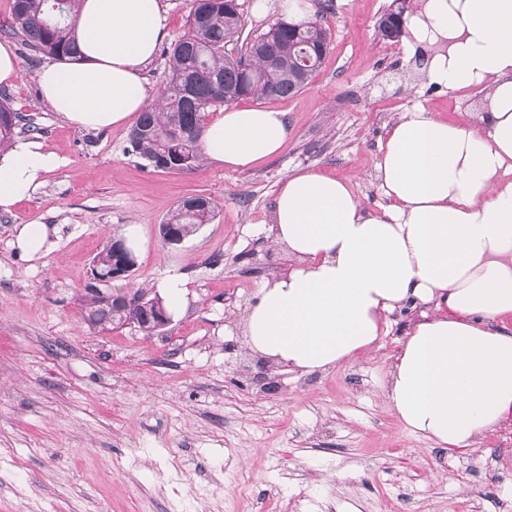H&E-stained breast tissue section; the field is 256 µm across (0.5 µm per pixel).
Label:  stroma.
I'll return each instance as SVG.
<instances>
[{
    "mask_svg": "<svg viewBox=\"0 0 512 512\" xmlns=\"http://www.w3.org/2000/svg\"><path fill=\"white\" fill-rule=\"evenodd\" d=\"M392 0H329L331 45L310 82L287 98L282 151L242 171L201 161L176 173L130 150V126L76 127L42 97L34 57L9 42L17 78L0 84L66 160L11 211H0V512H512V413L477 449L412 435L382 384L411 312L392 316L379 347L308 376L267 367L240 320L258 285L291 262L270 230L284 179L302 168L350 181L376 209L375 161L389 125L421 102L470 126L485 94L424 84L403 42L380 39ZM168 38L146 67L160 91L168 51L189 30L192 0H162ZM215 204L182 243L159 226L186 197ZM46 224L51 248L16 244ZM133 233L136 265L117 288L157 295L183 275L185 309L163 329L98 332L81 316L93 257ZM346 479H339V472ZM47 242V227L45 224H39L37 222L22 225L16 237L17 246L31 255L38 253Z\"/></svg>",
    "mask_w": 512,
    "mask_h": 512,
    "instance_id": "obj_1",
    "label": "stroma"
}]
</instances>
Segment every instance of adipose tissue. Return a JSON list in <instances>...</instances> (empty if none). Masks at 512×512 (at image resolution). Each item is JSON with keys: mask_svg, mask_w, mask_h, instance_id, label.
<instances>
[{"mask_svg": "<svg viewBox=\"0 0 512 512\" xmlns=\"http://www.w3.org/2000/svg\"><path fill=\"white\" fill-rule=\"evenodd\" d=\"M405 48L449 42L424 67L428 84L482 87L476 125L425 105L391 124L375 163L390 204L365 206L349 181L313 169L288 175L272 214L288 271L261 282L243 320L260 359L313 375L388 335L418 311L384 384L405 427L440 447L474 446L512 413V0H419ZM161 0H80V58L37 74L46 104L76 126L131 123L147 103L142 71L166 37ZM284 112L230 106L202 127L204 158L231 169L276 154ZM66 163L37 137L0 153V209L10 210Z\"/></svg>", "mask_w": 512, "mask_h": 512, "instance_id": "1", "label": "adipose tissue"}]
</instances>
